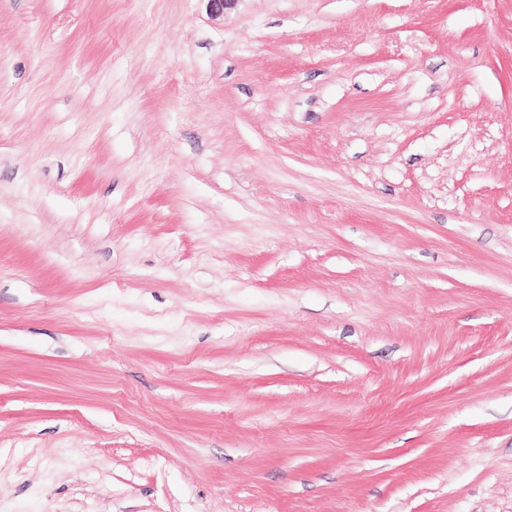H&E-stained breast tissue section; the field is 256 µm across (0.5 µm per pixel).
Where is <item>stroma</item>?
Listing matches in <instances>:
<instances>
[{"label": "stroma", "mask_w": 512, "mask_h": 512, "mask_svg": "<svg viewBox=\"0 0 512 512\" xmlns=\"http://www.w3.org/2000/svg\"><path fill=\"white\" fill-rule=\"evenodd\" d=\"M0 512H512V0H0Z\"/></svg>", "instance_id": "stroma-1"}]
</instances>
